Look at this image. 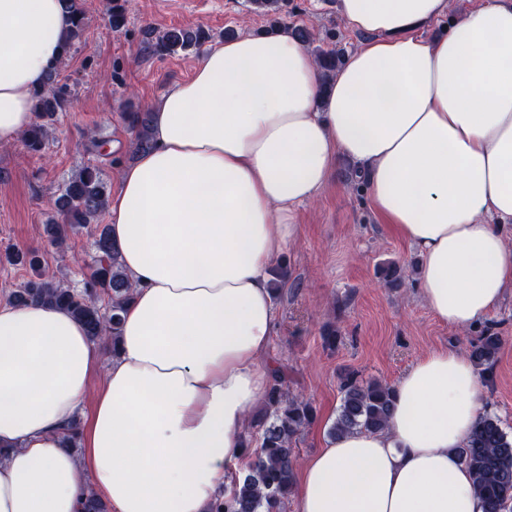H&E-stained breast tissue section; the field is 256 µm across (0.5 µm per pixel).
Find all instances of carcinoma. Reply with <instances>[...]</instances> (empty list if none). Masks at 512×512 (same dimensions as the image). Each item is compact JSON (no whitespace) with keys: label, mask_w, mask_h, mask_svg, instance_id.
<instances>
[{"label":"carcinoma","mask_w":512,"mask_h":512,"mask_svg":"<svg viewBox=\"0 0 512 512\" xmlns=\"http://www.w3.org/2000/svg\"><path fill=\"white\" fill-rule=\"evenodd\" d=\"M125 2L105 0V20L114 31L127 28ZM62 3L71 18L62 55L65 59L81 41L87 11L85 0H62ZM209 38L210 34L202 27L190 30L171 26L161 32L144 29L142 43L147 53L166 57L198 48ZM344 58L345 54L335 49L316 50V62L326 79L336 73ZM60 69L59 63L53 66L34 93L36 121L22 136L32 152L43 149L54 115L65 111L71 101V86L60 79ZM123 119L134 133V151L151 149L152 112L148 109L125 112ZM109 196L110 189L100 168L85 166L74 173L54 200L57 219L49 227L51 243L60 248L70 232L97 222L108 207ZM94 247L96 255L83 290L65 288L53 276L39 272L12 294L11 301L65 307L84 324L91 339L109 336L112 342H117L123 305L132 295V284L111 241L108 225H98ZM379 269L388 287L404 286V270L398 263L388 261ZM103 296L111 300L107 315L97 305ZM503 343V337L490 327L470 341L468 355L481 375L490 372ZM340 393L336 419L329 428L331 438L358 431L376 433L386 428L395 405V387L348 372L341 378ZM315 417L309 401L289 392L288 367L275 368L265 394L264 409L251 417L243 439L245 455L249 458L247 473H234L232 489L229 494L218 496L211 512H286L295 486L293 443ZM459 452L473 475L485 512H507L512 508V437L503 429L501 420L495 415H481Z\"/></svg>","instance_id":"1"}]
</instances>
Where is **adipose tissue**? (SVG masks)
Segmentation results:
<instances>
[{
    "instance_id": "ef3b65f1",
    "label": "adipose tissue",
    "mask_w": 512,
    "mask_h": 512,
    "mask_svg": "<svg viewBox=\"0 0 512 512\" xmlns=\"http://www.w3.org/2000/svg\"><path fill=\"white\" fill-rule=\"evenodd\" d=\"M369 34L331 81L286 33L208 46L152 106V150L119 175L108 223L133 284L119 353L63 308L0 305V512H209L244 460L271 382L269 269L299 206L339 159L421 259L420 294L457 329L512 290V0H484L438 37L450 0H338ZM61 0H0V146L33 124L63 51ZM100 385H93L94 375ZM385 431L330 441L304 465L298 512H484L459 456L482 408L464 352L402 376ZM82 450L66 446L84 403Z\"/></svg>"
}]
</instances>
